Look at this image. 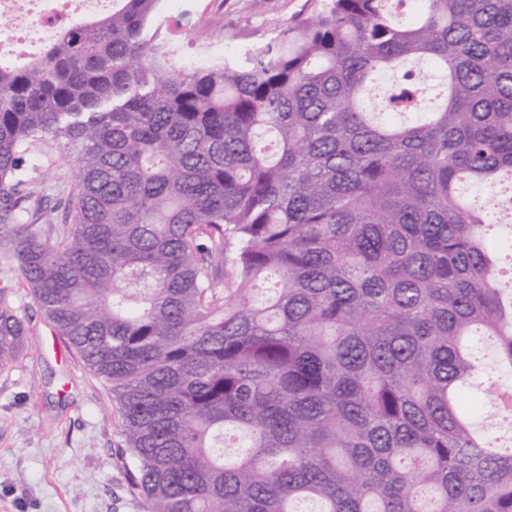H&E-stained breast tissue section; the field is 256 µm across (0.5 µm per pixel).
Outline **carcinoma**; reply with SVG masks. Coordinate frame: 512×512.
Instances as JSON below:
<instances>
[{"instance_id": "obj_1", "label": "carcinoma", "mask_w": 512, "mask_h": 512, "mask_svg": "<svg viewBox=\"0 0 512 512\" xmlns=\"http://www.w3.org/2000/svg\"><path fill=\"white\" fill-rule=\"evenodd\" d=\"M159 2L0 63V245L145 512H512V0H323L190 72ZM27 335L0 297V368ZM34 155L28 175L36 194H46L52 198L66 194L75 183L73 148L66 149L56 144L41 145Z\"/></svg>"}]
</instances>
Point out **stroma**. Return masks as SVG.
I'll list each match as a JSON object with an SVG mask.
<instances>
[{
    "mask_svg": "<svg viewBox=\"0 0 512 512\" xmlns=\"http://www.w3.org/2000/svg\"><path fill=\"white\" fill-rule=\"evenodd\" d=\"M311 0H166L168 57L235 62L266 42ZM73 150L40 146L28 175L36 193L66 194ZM0 295L30 328L21 360L0 369V512H144L123 479L119 412L103 381L58 336L34 303L6 248Z\"/></svg>",
    "mask_w": 512,
    "mask_h": 512,
    "instance_id": "35a3bbf8",
    "label": "stroma"
}]
</instances>
